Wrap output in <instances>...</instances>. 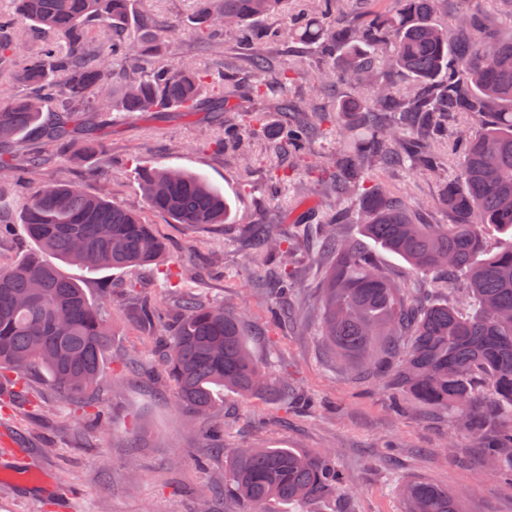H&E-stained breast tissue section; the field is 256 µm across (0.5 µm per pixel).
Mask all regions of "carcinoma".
I'll return each instance as SVG.
<instances>
[{
  "label": "carcinoma",
  "mask_w": 512,
  "mask_h": 512,
  "mask_svg": "<svg viewBox=\"0 0 512 512\" xmlns=\"http://www.w3.org/2000/svg\"><path fill=\"white\" fill-rule=\"evenodd\" d=\"M284 0H196L200 37L237 30L250 52L245 81L216 83L207 72L164 62L169 22L146 16L140 32L125 26L131 0H15L0 14V65L20 94L0 95V172L8 185L30 187L21 222L33 242L17 263H0V380L24 385L32 372L69 406L99 420V381L112 336V292L89 298L61 273L59 263L91 270L135 269L166 254L164 242L136 213L101 190L33 182L52 159L82 161L103 151L112 113L225 112L250 96L278 97L288 118L279 132L288 156L304 157L315 138L336 131V162L316 170L336 177L338 201L355 203L363 236L403 258L425 279L465 288L455 306L421 305L374 263L358 240L330 234L333 261L321 286V328L336 357L406 389L419 403L449 412L448 427L481 439L494 470L512 471V39L499 38L478 0H454V22L432 20L441 0H299L288 25L262 26ZM48 34L24 51L18 25ZM98 28L100 39H88ZM300 43L316 52L314 81L328 93L310 112L288 98L298 75L291 59L265 54L272 42ZM215 95L202 96L205 86ZM370 90L367 101L334 96L336 87ZM457 114L480 118L477 130H448ZM265 131L262 110L216 144L240 151ZM42 150L19 155L22 138ZM445 152L454 174L440 199L448 223H420L415 205L397 199L374 173L379 165L410 161L434 171ZM139 186L148 209L189 227L223 224L224 195L203 177L166 165L145 167ZM505 238L487 248L483 228ZM282 259L278 299L292 290L291 245L277 242ZM139 317L155 324L161 375L176 403L202 416L226 389L245 396L283 386L252 355L239 316L196 298L164 312L150 298ZM346 474L320 454L292 448H245L228 462L229 487L246 512L274 504L307 505L336 494ZM407 512H459L448 489L416 481L402 489Z\"/></svg>",
  "instance_id": "carcinoma-1"
}]
</instances>
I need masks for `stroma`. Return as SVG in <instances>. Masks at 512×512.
Wrapping results in <instances>:
<instances>
[{
	"label": "stroma",
	"instance_id": "stroma-1",
	"mask_svg": "<svg viewBox=\"0 0 512 512\" xmlns=\"http://www.w3.org/2000/svg\"><path fill=\"white\" fill-rule=\"evenodd\" d=\"M194 0H133L130 30L143 15L175 20L180 32L167 44L169 58L198 71L215 67V55L192 31ZM254 102L231 112H146L113 114L101 156L80 165L56 160L36 181L57 178L94 193L108 188L113 201L144 212L174 261L180 287L163 285L161 264L135 270L90 272L74 265L63 274L79 282L89 297L111 282L115 322L101 389L109 423L99 428L60 403L39 373L0 408V462L25 449V469L50 471L67 494L68 512H243L231 494L215 497L224 468L239 448H293L330 455L349 481L333 498L292 512H405L395 487L424 481L458 494L462 512H512V476L492 470L482 444L472 435L449 434L448 414L415 403L405 392L338 362L320 336L318 295L330 258L316 251L321 211L340 207L339 235L358 239L361 228L349 203L322 182L311 180L298 162L292 181L276 183L274 141L255 138L250 166L215 148L226 124L242 119ZM164 163L200 174L221 190L231 206L227 223L192 228L167 215L148 212L138 186V169ZM396 195L428 203L427 221L444 224L437 203L447 169L416 172L404 165L385 173ZM282 201L281 214L270 196ZM267 224L273 237L294 240L288 259L295 271L292 324L274 320L278 254L255 250L250 229ZM377 265L424 303L456 302L458 292L417 278L402 258L366 241ZM194 294L246 315L251 350L270 364L286 393L243 399L225 392L205 417L177 406L166 380L156 329L136 317L140 297L168 308L181 294ZM223 433L224 446L212 447L208 434Z\"/></svg>",
	"mask_w": 512,
	"mask_h": 512
}]
</instances>
